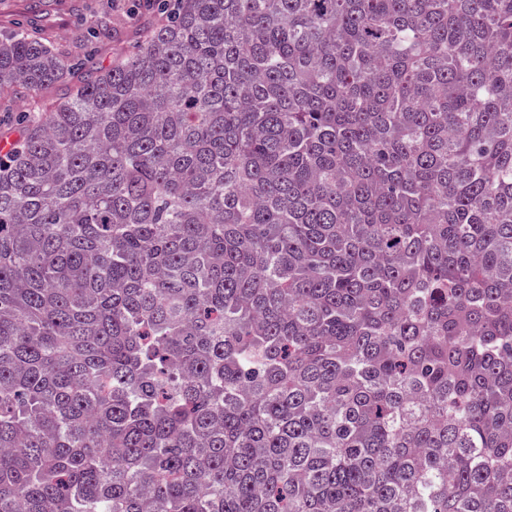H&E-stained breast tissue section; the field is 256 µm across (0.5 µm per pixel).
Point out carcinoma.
<instances>
[{
  "label": "carcinoma",
  "mask_w": 512,
  "mask_h": 512,
  "mask_svg": "<svg viewBox=\"0 0 512 512\" xmlns=\"http://www.w3.org/2000/svg\"><path fill=\"white\" fill-rule=\"evenodd\" d=\"M150 11L0 155V512H512V0Z\"/></svg>",
  "instance_id": "1"
}]
</instances>
